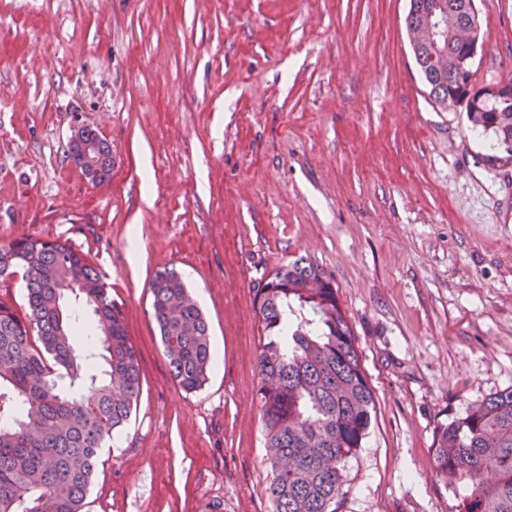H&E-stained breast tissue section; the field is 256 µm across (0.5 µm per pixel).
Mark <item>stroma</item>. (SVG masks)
<instances>
[{
	"instance_id": "obj_1",
	"label": "stroma",
	"mask_w": 512,
	"mask_h": 512,
	"mask_svg": "<svg viewBox=\"0 0 512 512\" xmlns=\"http://www.w3.org/2000/svg\"><path fill=\"white\" fill-rule=\"evenodd\" d=\"M477 86L512 77V0H475ZM409 0H0V244L87 254L142 391L86 512H276L254 295L304 257L333 282L375 398L338 512H456L437 423L512 386V166L428 96ZM112 178L68 157L74 127ZM138 251H131L130 240ZM176 270L223 363L186 392L152 317ZM89 126H80L74 129L68 141V154H75L81 164L84 177L95 185H102L109 181L112 172V163L102 150V142H106L105 149L112 153V147L96 129H87ZM87 129V130H86ZM88 136H93V139ZM71 159V158H70Z\"/></svg>"
}]
</instances>
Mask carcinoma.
Here are the masks:
<instances>
[{"instance_id": "obj_1", "label": "carcinoma", "mask_w": 512, "mask_h": 512, "mask_svg": "<svg viewBox=\"0 0 512 512\" xmlns=\"http://www.w3.org/2000/svg\"><path fill=\"white\" fill-rule=\"evenodd\" d=\"M436 0H409L408 33L421 29ZM456 21L487 41L472 0H445ZM429 97L460 106L461 50L441 64L427 39L410 41ZM471 128L490 135L512 161V104L487 95L465 105ZM21 275L23 310L0 299V512H84L103 444L137 406L140 363L124 311L86 255L37 237L0 245V276ZM152 309L172 374L187 392L208 380L209 324L173 270L155 273ZM263 342L259 401L276 512H337L346 463L368 437L372 389L356 340L321 268L299 258L256 288ZM82 336V349L74 338ZM436 471L465 493L458 512H512V388L436 427Z\"/></svg>"}]
</instances>
